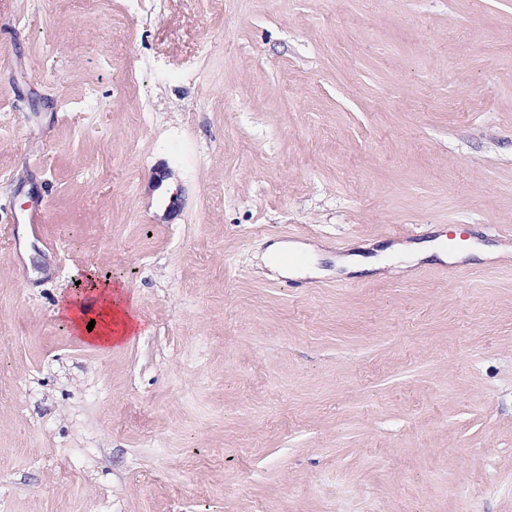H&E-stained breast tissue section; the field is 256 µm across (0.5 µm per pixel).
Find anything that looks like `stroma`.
I'll return each mask as SVG.
<instances>
[{
  "mask_svg": "<svg viewBox=\"0 0 512 512\" xmlns=\"http://www.w3.org/2000/svg\"><path fill=\"white\" fill-rule=\"evenodd\" d=\"M500 225L512 0H0V512H512ZM124 288L108 276L100 277L94 269L86 275L84 286L64 297L59 313L74 334L100 348H109L134 331L136 318L132 310L123 307ZM95 320L88 332L87 325Z\"/></svg>",
  "mask_w": 512,
  "mask_h": 512,
  "instance_id": "stroma-1",
  "label": "stroma"
}]
</instances>
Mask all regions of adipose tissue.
<instances>
[{
	"label": "adipose tissue",
	"instance_id": "obj_1",
	"mask_svg": "<svg viewBox=\"0 0 512 512\" xmlns=\"http://www.w3.org/2000/svg\"><path fill=\"white\" fill-rule=\"evenodd\" d=\"M123 302V287L92 270L82 288L62 299L59 311L74 334L106 349L134 330V314Z\"/></svg>",
	"mask_w": 512,
	"mask_h": 512
}]
</instances>
